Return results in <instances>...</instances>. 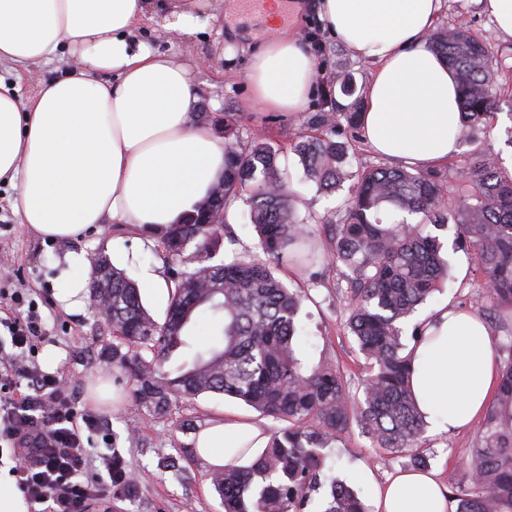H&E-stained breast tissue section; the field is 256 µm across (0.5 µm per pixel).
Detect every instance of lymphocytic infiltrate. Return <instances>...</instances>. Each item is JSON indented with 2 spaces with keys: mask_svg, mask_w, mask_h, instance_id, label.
Segmentation results:
<instances>
[{
  "mask_svg": "<svg viewBox=\"0 0 512 512\" xmlns=\"http://www.w3.org/2000/svg\"><path fill=\"white\" fill-rule=\"evenodd\" d=\"M18 300L0 303V443L16 458L13 475L26 502L40 512H108L112 471L98 469L85 446L95 414L78 413L59 376L35 362L44 339L40 317L16 316Z\"/></svg>",
  "mask_w": 512,
  "mask_h": 512,
  "instance_id": "obj_1",
  "label": "lymphocytic infiltrate"
}]
</instances>
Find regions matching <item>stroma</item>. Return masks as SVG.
I'll use <instances>...</instances> for the list:
<instances>
[{"instance_id":"obj_1","label":"stroma","mask_w":512,"mask_h":512,"mask_svg":"<svg viewBox=\"0 0 512 512\" xmlns=\"http://www.w3.org/2000/svg\"><path fill=\"white\" fill-rule=\"evenodd\" d=\"M234 2L237 9L230 15L224 0H201V10L211 17L209 26L189 36L167 37L162 33L161 14L168 3L160 0L159 16L142 21L134 30V39L155 52L188 62L199 106L217 117L230 115L241 141L258 135L271 139L279 150L278 165L294 195L298 221L307 225L321 247H328L330 224L337 220L351 186L343 184L331 195L321 193L315 183L306 180L292 145L309 131L314 117L322 112V86L334 83L337 72L348 74L352 95L338 90L334 97L337 103L350 105L352 97L364 96L372 65L331 35L318 15L317 0H302V13L295 18L287 17L286 24L290 35L315 49L311 95L302 111H269L253 96L250 80L253 51L268 36L261 20L264 0ZM434 26L464 27L474 32L491 50L502 76H512V36L504 34L475 0H443ZM67 66L63 60L38 64L26 71L4 61L0 63V79L18 85L27 97L35 93L39 80L51 78ZM474 154L491 156L512 172V96L502 95L491 122L476 126L469 138L461 142L453 158L455 167H463L467 157ZM15 195L13 187L0 186V292L22 293L24 301L16 307L22 315L27 313L29 303H36L46 337L39 347L37 363L70 387L78 410L93 412L101 418L103 429L92 434L89 445L93 457L111 453L115 448L121 450L140 486L139 497L135 502L123 503V512H224L221 498L201 466L187 463L190 478L182 483L159 469L160 458L192 442L194 434L187 429L191 423L211 426L234 419L270 433L283 428V421L265 416L240 400L216 394H203L178 404L162 418L148 416L135 402L132 382L118 384L113 379L112 336L101 327L92 301H85L74 312L65 311L58 302L57 294L65 285V277L55 259L68 250L98 252L131 278H139L145 266L162 274L168 263L158 238L145 236L134 227L122 229L104 224L71 239L52 242L21 223L10 206ZM227 222L236 232L238 242L231 249L220 247V255L231 250L260 254L245 198L230 204ZM439 236L448 261V278L441 290L433 293L409 318L406 330L426 323L445 306L477 316L485 311L472 256L455 248L454 228L440 231ZM276 274L289 288L306 293L296 319V336L306 361L313 366L325 359L338 362L346 379L359 384L366 360L346 328L348 301L340 268L329 260L298 266L287 259L279 264ZM479 428L475 422L454 432L428 429L423 433L421 442L430 455L428 467L441 473L446 484L457 482L456 456L473 447ZM408 463L407 457L374 447L359 427H351L327 449L321 485L311 492L303 512H324L335 480L352 488L365 505H372L374 483L407 470Z\"/></svg>"}]
</instances>
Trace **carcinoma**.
I'll use <instances>...</instances> for the list:
<instances>
[{"label":"carcinoma","mask_w":512,"mask_h":512,"mask_svg":"<svg viewBox=\"0 0 512 512\" xmlns=\"http://www.w3.org/2000/svg\"><path fill=\"white\" fill-rule=\"evenodd\" d=\"M427 47L458 77L460 133L494 115L497 86L492 55L472 32L439 30ZM361 102L351 111L321 112L312 132L293 145L306 179L328 193L355 179L330 240L332 260L344 266L350 301L347 326L370 361L357 393L350 391L337 363L309 365L295 340V320L303 295L277 279L273 269L286 253L310 246L295 217L277 165L278 151L267 138L224 140V206L248 194L250 221L266 259L214 258L223 243L234 245L230 224L169 225L161 236L170 262L196 264L191 271L168 267L174 290L163 323L143 306L137 283L100 256L103 287L89 281L94 306L112 334V369L117 379L132 380L136 404L154 418L172 403L203 394L228 395L261 413L288 422L273 432L261 453L247 465L205 464V477L224 502V512H303L310 490L320 481L325 448L357 424L373 444L409 458L412 467L428 463L419 447L425 421L410 388L412 350L404 324L418 305L445 280L443 243L429 227L453 221L459 247L473 253L474 271L489 308L512 309V174L490 157L473 156L458 172L453 195L445 196L442 175L432 167L345 169L349 144L330 137L327 127L344 116L360 124ZM389 207L421 219L382 222L375 213ZM197 241L196 250L184 256ZM209 308L222 321V338L206 352L193 349L188 329L195 313ZM500 368V380L485 410L475 447L460 457V477L450 499L456 512H512V343ZM199 462L200 450L178 449L162 458L165 472L185 481L179 461ZM122 456L112 449V502L133 501L138 483L121 470ZM325 512H366L358 495L333 482Z\"/></svg>","instance_id":"carcinoma-1"}]
</instances>
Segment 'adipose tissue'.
<instances>
[{
    "label": "adipose tissue",
    "mask_w": 512,
    "mask_h": 512,
    "mask_svg": "<svg viewBox=\"0 0 512 512\" xmlns=\"http://www.w3.org/2000/svg\"><path fill=\"white\" fill-rule=\"evenodd\" d=\"M443 0H320L330 33L375 63L365 92L362 133L378 154L409 163L448 161L459 151L457 81L426 38ZM152 0H0V61L21 68L75 62L40 81L24 99L0 81V182L17 191L22 223L51 240L96 224L161 227L205 199L224 176V142L195 119L189 68L130 38L153 18ZM270 33L252 59L254 96L273 112L308 102L313 57L281 32L276 0ZM68 282L58 295L79 309L87 287L84 251L63 253ZM411 385L431 428L473 423L498 382L490 333L476 315L443 309L412 345ZM257 426L228 420L201 431L196 445L267 447ZM374 512H448L436 472L406 471L373 488Z\"/></svg>",
    "instance_id": "ef3b65f1"
}]
</instances>
